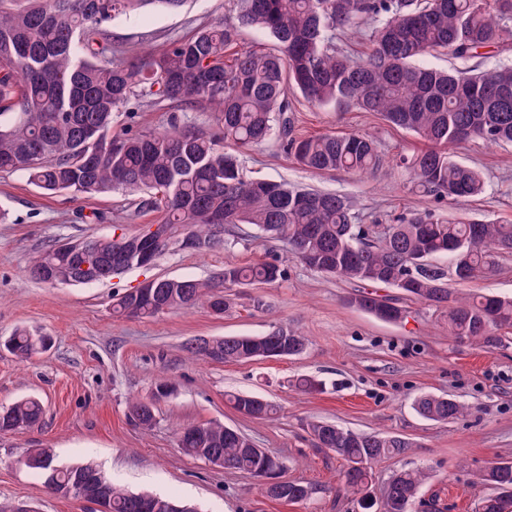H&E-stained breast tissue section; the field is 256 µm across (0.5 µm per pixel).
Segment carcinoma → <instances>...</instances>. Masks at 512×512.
Listing matches in <instances>:
<instances>
[{
    "mask_svg": "<svg viewBox=\"0 0 512 512\" xmlns=\"http://www.w3.org/2000/svg\"><path fill=\"white\" fill-rule=\"evenodd\" d=\"M187 0H0V172H19L47 193L91 197L122 189L139 193V209H160L153 232L156 257L184 249L204 252L224 244L230 229L248 224L260 237L281 241L305 267L359 282L369 290L351 298L358 309L381 319L406 310L394 299L378 300L377 287L448 309V336L457 343L492 349L512 334V296L460 295L432 260L449 258L455 280L491 275L512 254V223L450 218L432 209L412 211L380 236L369 238L362 218L341 195L246 180V149L273 137L301 166L314 171L370 175L383 164L376 140L366 133H299L289 93L338 112H376L388 124L422 142L411 154L395 156L411 170L415 188L460 210L481 194L484 181L474 168L455 161L448 149L460 142L512 143V65L486 70L470 66L441 69L424 59L446 55L467 62L483 50L512 48V0H233L228 16L159 51L132 58L112 50L110 24L130 14L161 8L177 11ZM369 18L366 51L354 56L336 46L340 32ZM257 28L273 48L239 45L243 28ZM133 100L169 103L216 113L217 125L174 124L168 129L114 130V115ZM137 235L95 238L89 246L112 277V254L136 260ZM72 249V250H74ZM70 249L53 245L30 263L29 275L49 285H71ZM277 263L224 266V285L245 286L282 279ZM153 296L129 290L113 299L127 318L156 317L198 305L215 314L229 301L211 280L154 279ZM286 335L288 355L302 353L305 337L282 326L265 336L211 338V351L193 344L186 351L213 363L273 357ZM50 339L20 329L4 346L20 358L46 350ZM235 409L265 418L274 407L245 394L229 397ZM422 417L450 422L468 406L456 399L424 394L414 401ZM44 413L36 398L0 409V432L35 425ZM131 420L144 431L156 424L154 405L136 401ZM317 448L345 462L341 481L358 497L363 512H412L429 474L419 469L394 473L381 496L371 490L372 465L405 454L412 443L397 435L360 433L320 420L307 422ZM178 447L197 460L217 456L224 467L264 481L268 497L302 502L311 487L281 479L284 464L256 449L242 433L220 422L186 428ZM25 464L39 472L49 490L72 496L81 482L94 484L108 512H196L169 497L135 494L116 486L92 462L59 467L53 450L32 448ZM481 480L492 488L478 512H512V462L489 467Z\"/></svg>",
    "mask_w": 512,
    "mask_h": 512,
    "instance_id": "1",
    "label": "carcinoma"
}]
</instances>
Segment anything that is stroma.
I'll use <instances>...</instances> for the list:
<instances>
[{
    "label": "stroma",
    "instance_id": "35a3bbf8",
    "mask_svg": "<svg viewBox=\"0 0 512 512\" xmlns=\"http://www.w3.org/2000/svg\"><path fill=\"white\" fill-rule=\"evenodd\" d=\"M229 0H190L178 13L162 9L113 22L112 48L130 57L190 36L197 27L227 14ZM303 135L367 132L384 156L369 176L343 171L312 172L288 158L277 140L248 150L243 171L264 178L350 198L373 232L413 210L432 206L416 193L412 173L396 166V153H412L419 140L380 116L314 107L293 96ZM211 126V112L178 114L144 102L114 116L115 128L148 131L171 121ZM456 161L477 168L484 192L467 203L470 215L512 222V144L478 141L459 145ZM0 339L26 328L51 337L45 353L21 359L0 348V408L39 399L42 420L0 433V500L33 504L39 512H91V503L61 498L44 477L29 469V449L48 447L64 466L92 461L118 485L197 504L201 512H358L339 483L342 461L314 447L304 425L312 418L361 432L408 438L407 455L377 462L372 489L382 493L391 475L421 468L429 479L414 512H475L489 488L480 476L497 461L512 462V338L480 349L448 337V312L403 300V322L377 319L350 303L360 284L327 277L287 258L282 245L256 240L243 225L224 246L198 253L173 250L148 269H134L91 285L50 286L28 277L33 255L51 245L141 232L157 223V211H139L132 195L116 191L93 198L43 194L19 173L0 172ZM286 258L288 275L273 284L230 289V307L213 314L198 306L154 318L129 319L112 312L114 295L151 278L221 279L225 264L252 265ZM283 325L306 336L293 357L247 363H207L192 358L186 343L199 336H261ZM308 375L326 384L308 393L295 385ZM174 392L153 400L159 379ZM261 397L277 412L266 419L238 413L229 394ZM423 394L457 399L469 413L453 423L422 418L414 401ZM155 403L157 423L143 431L129 419V405ZM221 422L249 437L284 463L283 479L308 484L310 497L285 503L266 496L242 473L204 463L177 446L188 427Z\"/></svg>",
    "mask_w": 512,
    "mask_h": 512
}]
</instances>
